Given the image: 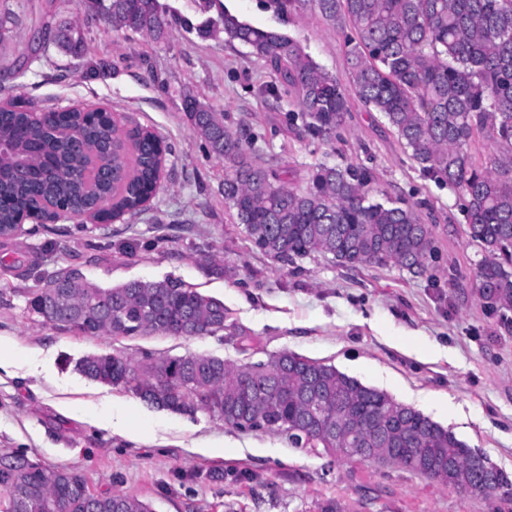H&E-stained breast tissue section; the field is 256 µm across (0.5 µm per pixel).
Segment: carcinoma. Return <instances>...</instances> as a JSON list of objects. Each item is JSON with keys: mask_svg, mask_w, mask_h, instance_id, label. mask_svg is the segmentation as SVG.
I'll list each match as a JSON object with an SVG mask.
<instances>
[{"mask_svg": "<svg viewBox=\"0 0 512 512\" xmlns=\"http://www.w3.org/2000/svg\"><path fill=\"white\" fill-rule=\"evenodd\" d=\"M291 18L310 8L328 27L346 33L344 58L351 90L392 128L424 177L457 192L465 233L483 254L475 271L478 300L512 309V0H267ZM112 26L162 39L172 25L159 0H96ZM218 24L230 41L264 61L299 111L288 124L328 139L345 126L349 100L339 78L314 62L294 37L255 27L225 9ZM53 42L85 54L74 22L58 24ZM183 111L195 134L224 159V201L248 241L284 263L321 254L342 266L394 265L433 280L432 229L402 198H375L363 167L318 164L306 188L285 172L256 162L243 139L217 112L186 94ZM480 135L493 150L487 165L469 147ZM160 154L151 134L121 139L111 120L75 111L43 121L28 111L0 112V237L13 235L18 212L59 205L80 215L117 201L141 213L153 191ZM29 307L77 336L191 338L224 331V301L178 278L90 281L74 265L52 272ZM76 370L90 381L131 392L175 413L204 410L240 431L285 436L292 448H326L336 459L396 466L482 498L512 500V480L483 463L451 430L335 365L284 350L265 362L239 364L209 354L97 353ZM18 458L0 466V497L15 512L36 501L66 512H151L130 493L86 496L75 469H44L25 484L10 478Z\"/></svg>", "mask_w": 512, "mask_h": 512, "instance_id": "cac0c4a2", "label": "carcinoma"}]
</instances>
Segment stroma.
<instances>
[{"mask_svg": "<svg viewBox=\"0 0 512 512\" xmlns=\"http://www.w3.org/2000/svg\"><path fill=\"white\" fill-rule=\"evenodd\" d=\"M176 22L156 41L114 28L89 0H0L16 22L0 40V85L41 108L103 104L126 124L156 132L170 156L163 186L140 215L110 234L25 223L0 239V458L70 467L96 493L128 492L153 512H319L334 499L350 512H512L394 466L337 463L289 447L281 436L241 432L205 411L178 414L84 378V356L142 352L211 354L239 363L290 350L327 361L452 430L512 477V310L489 311L476 294L482 254L469 245L456 192L425 178L384 118L351 100L340 137L322 141L288 125L293 96L260 93L274 75L200 26L228 9L250 24L295 37L323 69L346 79L342 36L307 10L278 17L264 0H165ZM76 22L87 52L76 58L42 27ZM193 94L241 129L257 161L305 188L313 166L368 168L389 196L427 201L420 210L438 252L436 279L394 266L347 269L321 256L272 260L246 240L224 203V160L209 153L182 111ZM79 266L101 285L174 277L224 302L230 329L214 336L112 339L43 324L27 300L57 267ZM255 351H242L236 328ZM126 411V431L89 423ZM212 447L203 455L195 444Z\"/></svg>", "mask_w": 512, "mask_h": 512, "instance_id": "stroma-1", "label": "stroma"}]
</instances>
